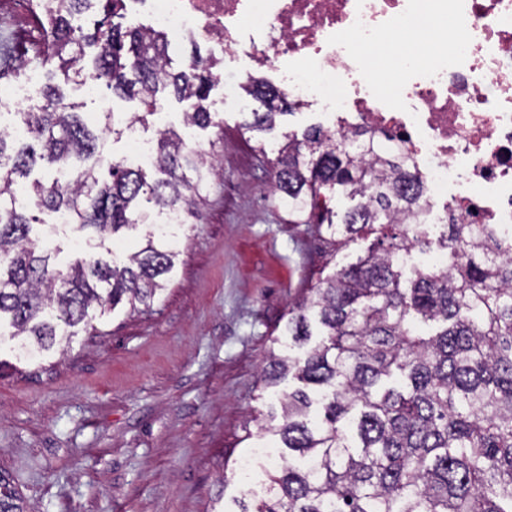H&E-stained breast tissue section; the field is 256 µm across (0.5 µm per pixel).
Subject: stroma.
Returning a JSON list of instances; mask_svg holds the SVG:
<instances>
[{"label":"stroma","instance_id":"35a3bbf8","mask_svg":"<svg viewBox=\"0 0 512 512\" xmlns=\"http://www.w3.org/2000/svg\"><path fill=\"white\" fill-rule=\"evenodd\" d=\"M223 67L207 101L214 126L185 127L187 106L171 97L137 126L152 141L175 130L218 169L205 203L176 229L164 291L134 311L118 305L96 319L98 335L78 331L66 352L37 361L18 363L0 340V476L28 512H212L215 500L243 496L238 461L262 446L259 425L281 421L261 369L289 305L369 245L329 260L315 225L289 223L272 169L243 133L256 104L232 89L252 66L228 57ZM25 73L31 109L51 84L92 128L104 99L130 119L144 111L103 86L86 96L34 62ZM26 212L57 265L96 254L95 235Z\"/></svg>","mask_w":512,"mask_h":512}]
</instances>
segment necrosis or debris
<instances>
[{
	"mask_svg": "<svg viewBox=\"0 0 512 512\" xmlns=\"http://www.w3.org/2000/svg\"><path fill=\"white\" fill-rule=\"evenodd\" d=\"M214 57L268 66L331 132L378 136L452 224H496L512 246V0H123ZM387 44L385 61L367 51ZM396 88L383 97L382 75Z\"/></svg>",
	"mask_w": 512,
	"mask_h": 512,
	"instance_id": "4bbe7bcc",
	"label": "necrosis or debris"
}]
</instances>
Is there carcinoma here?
I'll return each instance as SVG.
<instances>
[{
    "mask_svg": "<svg viewBox=\"0 0 512 512\" xmlns=\"http://www.w3.org/2000/svg\"><path fill=\"white\" fill-rule=\"evenodd\" d=\"M121 0H59L54 14L30 0L47 39L34 50L65 79L82 76L84 49L96 48L90 77L112 94L156 108L160 95L188 103L187 125L213 124L205 107L217 80L213 60L175 70L165 39L122 31L103 18L94 31L71 18ZM245 93L260 104L245 125L272 131L291 114L283 91L250 78ZM37 111L21 113L33 143L14 151L0 133V334L21 356L51 350L62 330L98 333L91 311L148 305L163 290L177 252L149 231L146 246L118 266L99 258L64 270L33 235V218L17 209L14 185L42 162L72 173L66 183L29 184L41 210L65 211L71 223L105 243L136 229L152 209L195 214L216 168L176 134L157 138L156 171L100 156L98 137L50 85ZM273 191L290 224H314L333 256L376 235L356 262L306 289L288 311L280 354L263 377L282 393V423L261 428L281 463L262 470L237 512H512V254L496 224H447L439 239L447 268L405 275L399 256L428 245L411 221L428 204L418 175L372 140L349 145L320 127L278 151ZM352 205L340 211L337 200Z\"/></svg>",
    "mask_w": 512,
    "mask_h": 512,
    "instance_id": "carcinoma-1",
    "label": "carcinoma"
}]
</instances>
